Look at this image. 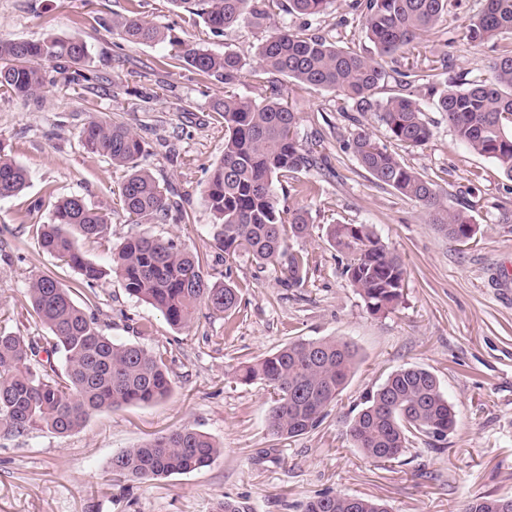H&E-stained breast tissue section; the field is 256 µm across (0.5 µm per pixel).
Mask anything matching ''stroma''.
<instances>
[{
  "instance_id": "35a3bbf8",
  "label": "stroma",
  "mask_w": 512,
  "mask_h": 512,
  "mask_svg": "<svg viewBox=\"0 0 512 512\" xmlns=\"http://www.w3.org/2000/svg\"><path fill=\"white\" fill-rule=\"evenodd\" d=\"M352 3L336 0L311 27L371 53L352 22ZM478 8V0H452L440 34L423 50L431 60L450 56L453 76L467 80L486 75L496 55L494 43L458 38ZM132 11L167 30L171 42L123 41L110 21ZM343 17L349 25H340ZM266 31L243 23L216 35L172 0H0V38L76 37L91 49L80 68L86 88L67 86L51 71L42 100L0 92V143L29 176L24 192L0 199V321L23 336L45 335L24 298L34 273L70 286L74 301L84 303L78 274L44 252L36 235L55 202L71 195L109 216L108 246L81 245L98 265L109 266V246L127 237H172L207 255L209 279L234 283L241 296L240 313L204 306L189 326L176 329L116 278L102 280L93 311L104 333L117 343L166 351L172 393L158 403L96 412L66 435L44 429L0 439V512H218L227 498L244 512H302L323 492L377 499L390 512H463L481 496H512V291L503 287L512 279V223L499 221L512 211V181L492 160L456 142L444 116L426 102L431 140L415 148L391 140L387 147L471 205L475 242L448 239L415 201L378 186L346 150L353 127L335 93L259 71L256 51ZM180 43L237 53L248 71L238 93L258 102L281 94L299 114L298 139L318 144L315 165L289 174L280 196L282 205L309 217L308 236L291 242L312 259L303 287H285L280 271L216 247L215 218L202 192L224 153V121L212 110L224 86L179 61ZM98 112L143 137L146 167L170 188L187 220L173 212L155 224L128 222L118 197L122 171L81 142V128ZM336 223L369 225L401 257L404 298L395 309L367 311L343 273L345 257L329 242ZM325 336L357 346V370L317 429L277 438L267 425V387L235 383L229 375L289 341ZM407 365L436 375L457 426L443 448L418 440L398 460L376 463L351 447L346 426L367 393ZM184 424L220 442L222 455L186 475L113 478L115 454Z\"/></svg>"
}]
</instances>
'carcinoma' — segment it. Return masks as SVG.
Masks as SVG:
<instances>
[{
  "label": "carcinoma",
  "instance_id": "cac0c4a2",
  "mask_svg": "<svg viewBox=\"0 0 512 512\" xmlns=\"http://www.w3.org/2000/svg\"><path fill=\"white\" fill-rule=\"evenodd\" d=\"M201 18L219 34L251 19L272 18L276 11L315 17L334 0H172ZM480 10L463 31L469 43L480 45L512 37V0H480ZM362 32L374 46L369 56L336 45L303 27L272 25L257 50L261 69L281 75L298 86L336 93L355 127L346 147L378 184L417 202L448 238L468 244L476 235L473 216L449 203L448 194L390 152L366 127L371 112L388 138L420 147L433 136L422 99L412 91L423 82L435 98L436 110L448 122L454 138L491 159L512 181V42L502 46L490 63V76L439 87L437 71L450 60H432L423 70L387 69L397 55L415 54L424 37L448 12V0H354ZM112 29L125 41L160 43L161 28L135 16H115ZM89 57L87 44L75 37L48 36L39 41L0 39V91L39 99L46 67L64 70ZM196 72L224 84V98L213 111L224 119V155L213 167L203 198L218 223L215 245L230 256L244 251L262 265L278 268L289 288L304 285L308 253L287 244L308 234L305 213L285 209L275 181L313 166V150L294 135L298 113L273 93L262 103L234 91L245 77L246 63L232 52L219 55L199 46H185L179 55ZM396 74L397 90L377 94ZM81 140L93 153L124 172L119 186L122 209L133 224L166 219L173 208L164 189L142 163L144 140L126 125L95 115L83 126ZM28 173L0 146V199L19 194ZM108 217L84 198L65 197L54 206L51 223L37 228L42 250L74 269L87 287L86 307L75 303L71 289L42 274L28 278L27 301L48 329L47 336H20L0 327V437L18 438L37 428L68 434L95 412L123 405L150 404L171 391L166 352L116 343L105 335L91 310L95 285L115 276L126 292L157 309L170 326L181 329L206 305L232 314L240 307L239 289L208 279L203 257L173 238L131 236L112 249V266L105 270L86 258L78 241H104ZM330 241L347 256L343 273L373 314L394 309L403 298L404 267L365 224H333ZM58 354L62 368L40 359ZM357 365L355 346L336 336L288 343L255 363L236 367L231 377L240 383L260 382L273 390L268 428L280 439L317 429L342 393ZM454 406L440 381L420 366L402 367L365 397L351 418L346 435L352 446L374 462L398 459L412 442L426 438L439 448L456 428ZM223 448L214 438L190 425L126 448L112 457L117 480L148 481L188 474L206 467ZM303 512H388L385 504L368 498L321 493L310 498Z\"/></svg>",
  "mask_w": 512,
  "mask_h": 512
}]
</instances>
